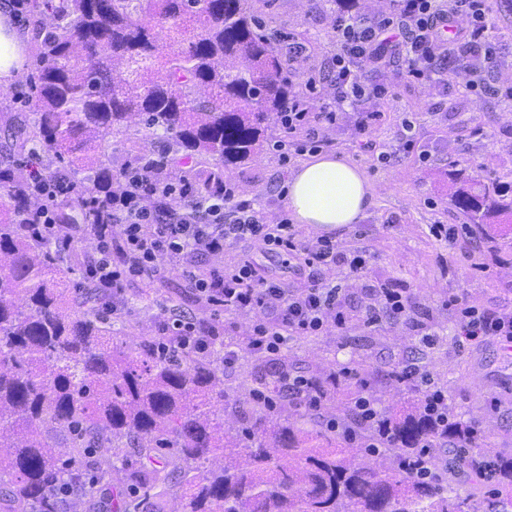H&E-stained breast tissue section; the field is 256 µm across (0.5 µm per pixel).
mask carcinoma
I'll return each mask as SVG.
<instances>
[{"label": "carcinoma", "instance_id": "obj_1", "mask_svg": "<svg viewBox=\"0 0 512 512\" xmlns=\"http://www.w3.org/2000/svg\"><path fill=\"white\" fill-rule=\"evenodd\" d=\"M31 2L55 24L36 48L33 121L13 129L12 147L32 145L47 184L64 172L76 186L55 224L101 223L112 197L148 168L174 208L209 198L271 150L302 90L288 72L293 37L257 0ZM450 180L476 231L512 216L499 179L458 170ZM30 182L0 154V470L13 475L0 485V512H37L71 488L94 496L117 473L155 490L149 512H162L170 467L182 473L180 512H512V455L471 445L469 426L443 427L417 400L365 423L346 407L342 420L376 444L355 448L316 415L279 422L254 400L226 397L210 362L160 352L148 336L127 346L95 306L101 289L89 281L71 291L78 257L28 232L43 201ZM290 373L285 355L270 378L257 359L253 376L278 398ZM104 439L114 460L98 488L86 469ZM134 440L143 462L130 468L123 449ZM214 457L223 463L206 469Z\"/></svg>", "mask_w": 512, "mask_h": 512}]
</instances>
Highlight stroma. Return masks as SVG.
<instances>
[{
  "label": "stroma",
  "mask_w": 512,
  "mask_h": 512,
  "mask_svg": "<svg viewBox=\"0 0 512 512\" xmlns=\"http://www.w3.org/2000/svg\"><path fill=\"white\" fill-rule=\"evenodd\" d=\"M487 9L492 34L511 48L491 66L489 74L499 82L512 81V0H488ZM270 12L307 48L308 57L299 63V72L321 67L335 53L330 19L315 0H273ZM35 68V58H28L23 74L0 95L1 139L6 136L5 126L32 109ZM384 77L391 96L376 105L383 119L369 135L371 147H360L349 126L337 131L332 146L365 170L376 189L375 204L358 226L365 233L362 244L368 263L353 276L343 269L336 272L348 294L347 328L320 336L290 337L282 352L305 376L348 369V376H341L329 394L327 412L336 417L361 378L375 391L383 409L414 400L411 384L394 385L385 372L397 362L418 360L447 389L458 418L484 429L488 448L512 454V355L493 341L458 351L455 315L445 305L453 297L479 308H512V257L486 269L482 262L494 248L491 240L469 234L449 246L429 234L434 222L467 221L450 201L449 171L464 168L475 176H512V102L475 101L465 92L468 77L462 73L449 75L444 94L409 81L396 64L387 67ZM404 116L415 125L416 151L380 162V147L394 142ZM308 157L304 151L283 162L271 153L235 179L245 184L246 197L255 209L283 219L287 216L283 196L290 176ZM382 283L411 293L414 319L437 333L435 346L423 347L414 331L400 325H365L360 306L367 288ZM125 300V312L113 317L112 329L129 343L146 334L157 335L165 306L181 309L213 327L227 344L241 343L251 323L247 316L214 310L174 270L130 279Z\"/></svg>",
  "instance_id": "35a3bbf8"
}]
</instances>
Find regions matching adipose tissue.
I'll use <instances>...</instances> for the list:
<instances>
[{"mask_svg": "<svg viewBox=\"0 0 512 512\" xmlns=\"http://www.w3.org/2000/svg\"><path fill=\"white\" fill-rule=\"evenodd\" d=\"M30 40L9 0H0V86L10 85L26 63ZM375 203V186L356 164L328 151L293 171L284 204L293 223L332 230L359 223Z\"/></svg>", "mask_w": 512, "mask_h": 512, "instance_id": "1", "label": "adipose tissue"}]
</instances>
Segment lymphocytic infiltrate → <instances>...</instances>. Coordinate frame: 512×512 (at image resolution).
<instances>
[{
    "mask_svg": "<svg viewBox=\"0 0 512 512\" xmlns=\"http://www.w3.org/2000/svg\"><path fill=\"white\" fill-rule=\"evenodd\" d=\"M336 51L329 61L335 75L332 94L320 111H312L308 95L298 96L280 127L279 143L295 151L319 150L330 145L336 129L350 125L367 134L382 118L373 104L387 97L388 84L377 71L396 55L406 62V77L426 83L447 76L448 57L458 59L469 80L467 89L479 99H512L511 83H492L487 65L501 47L489 35L486 0H393L389 11L363 15L352 21L341 13L334 21ZM155 175L145 172L138 185L113 200L109 220L81 224L63 235L69 247L75 235L92 238L95 252L89 271L112 294V312L125 309L124 283L151 270L174 269L193 281L207 303L231 314H247L253 322L241 349H225L224 365L233 367L240 350L273 353L292 336H315L347 324V295L332 274L336 268L361 272L367 253L357 244H344L327 236L305 237L294 225L268 219L232 188H224L208 204L192 203L181 216L172 215L155 196ZM245 245L287 255L305 272L304 286L292 288L261 276L246 262H223L224 252ZM121 259H114V252ZM413 304L406 291L379 285L363 305L368 325L407 324ZM160 343L166 351L182 356H204L217 343L213 329L182 311L164 309ZM459 349L490 339L512 348V309H455Z\"/></svg>",
    "mask_w": 512,
    "mask_h": 512,
    "instance_id": "f902f5d3",
    "label": "lymphocytic infiltrate"
}]
</instances>
